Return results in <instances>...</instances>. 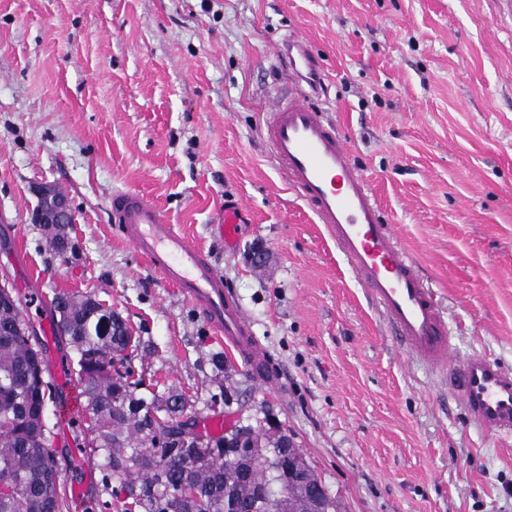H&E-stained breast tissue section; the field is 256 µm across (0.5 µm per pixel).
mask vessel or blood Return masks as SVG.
<instances>
[{
    "label": "vessel or blood",
    "mask_w": 512,
    "mask_h": 512,
    "mask_svg": "<svg viewBox=\"0 0 512 512\" xmlns=\"http://www.w3.org/2000/svg\"><path fill=\"white\" fill-rule=\"evenodd\" d=\"M283 44L284 68L295 89L277 100L261 129L278 172L323 225L400 347L419 364L447 374L471 423L490 435H512V370L483 354L451 361L453 338L433 289L388 224L343 136L306 101L307 90L320 83L308 42L294 34ZM112 209L123 237L202 310L227 350L265 379V354L204 251L148 196L117 194Z\"/></svg>",
    "instance_id": "1"
}]
</instances>
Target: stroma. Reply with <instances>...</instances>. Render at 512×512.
<instances>
[{"mask_svg": "<svg viewBox=\"0 0 512 512\" xmlns=\"http://www.w3.org/2000/svg\"><path fill=\"white\" fill-rule=\"evenodd\" d=\"M292 29L321 65L312 103L433 288L453 359L512 368V10L500 0H0V277L39 329L60 293L119 313L141 339V395L176 387L202 420L279 421L339 512H512V437L470 423L397 345L277 173L260 123L288 94L276 47ZM41 185L71 202L73 258L31 219ZM128 190L210 252L284 394L120 238L112 197ZM228 199L244 208L229 251ZM63 353L47 347L49 446L65 487L84 488L69 512H88L110 491L75 442L90 414Z\"/></svg>", "mask_w": 512, "mask_h": 512, "instance_id": "1", "label": "stroma"}]
</instances>
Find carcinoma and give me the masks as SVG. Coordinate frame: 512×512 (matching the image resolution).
<instances>
[{"mask_svg": "<svg viewBox=\"0 0 512 512\" xmlns=\"http://www.w3.org/2000/svg\"><path fill=\"white\" fill-rule=\"evenodd\" d=\"M51 250L74 247L67 225L45 224ZM17 298L0 299V473L12 479L10 490L0 491V512H65L68 498L61 482L48 479L56 459L47 448L40 408L46 390L34 376L31 344L43 346L28 335L29 321ZM56 339L69 348V364L86 371L85 389L92 414V449L103 472L113 482L112 501L106 512H129L123 492L138 494L139 512H224V497L233 496L242 512H336V501L327 493L318 501L296 496L280 500L272 493L254 498L251 485L238 472L224 467V436L179 441L176 448H158L143 434L151 410L165 411L168 424L161 431L183 434L182 426L199 422L184 411L193 405L182 390L169 389L147 399L137 394L143 379L134 378L128 346L138 347L127 328L112 323V310L90 294L63 293L52 300ZM254 447L269 461L255 470V480L274 485L288 473V464L303 460L300 449L284 437L261 429L254 432Z\"/></svg>", "mask_w": 512, "mask_h": 512, "instance_id": "carcinoma-1", "label": "carcinoma"}]
</instances>
